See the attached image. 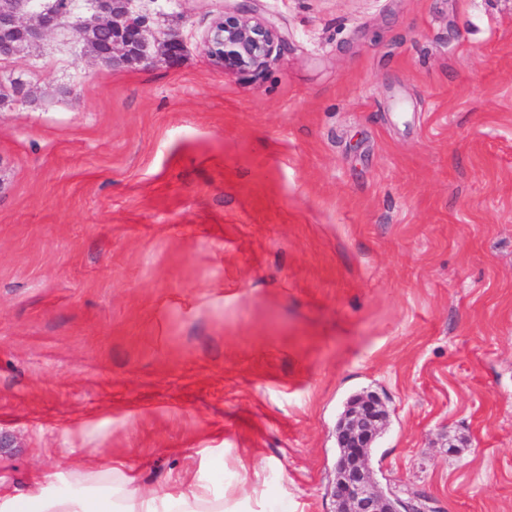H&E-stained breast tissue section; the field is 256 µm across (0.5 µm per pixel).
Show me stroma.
Listing matches in <instances>:
<instances>
[{"mask_svg":"<svg viewBox=\"0 0 512 512\" xmlns=\"http://www.w3.org/2000/svg\"><path fill=\"white\" fill-rule=\"evenodd\" d=\"M132 0L182 60L60 27L0 60V462L193 465L237 512H333L336 425L427 512H512V0ZM250 10V5L240 4L236 11L216 19L207 32V52L224 70L258 74L282 49V36L274 24L241 16Z\"/></svg>","mask_w":512,"mask_h":512,"instance_id":"1","label":"stroma"}]
</instances>
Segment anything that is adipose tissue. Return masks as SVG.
I'll use <instances>...</instances> for the list:
<instances>
[{"label": "adipose tissue", "mask_w": 512, "mask_h": 512, "mask_svg": "<svg viewBox=\"0 0 512 512\" xmlns=\"http://www.w3.org/2000/svg\"><path fill=\"white\" fill-rule=\"evenodd\" d=\"M61 481L68 491H58ZM0 512H224V492L201 471L179 489L146 492L124 464L105 462L42 474L20 491L0 475Z\"/></svg>", "instance_id": "obj_1"}]
</instances>
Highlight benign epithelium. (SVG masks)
I'll return each instance as SVG.
<instances>
[{
    "label": "benign epithelium",
    "instance_id": "benign-epithelium-1",
    "mask_svg": "<svg viewBox=\"0 0 512 512\" xmlns=\"http://www.w3.org/2000/svg\"><path fill=\"white\" fill-rule=\"evenodd\" d=\"M93 13L76 25L87 50L101 64L113 66L128 61L133 50L137 60L154 59L147 26L131 17V0H93ZM250 5L216 19L205 37L207 52L214 63L226 70L262 71L273 54L282 49V36L274 24L259 18L245 19ZM65 15L64 9L49 0H0V58H11L24 48L41 41L55 31ZM182 43L168 39L161 46V56L174 65L182 55ZM387 412L381 401L371 395L355 400L336 427V441L342 450L338 476L330 495L334 512H422V507L396 497L388 501L372 478L369 453L372 443L386 422Z\"/></svg>",
    "mask_w": 512,
    "mask_h": 512
}]
</instances>
